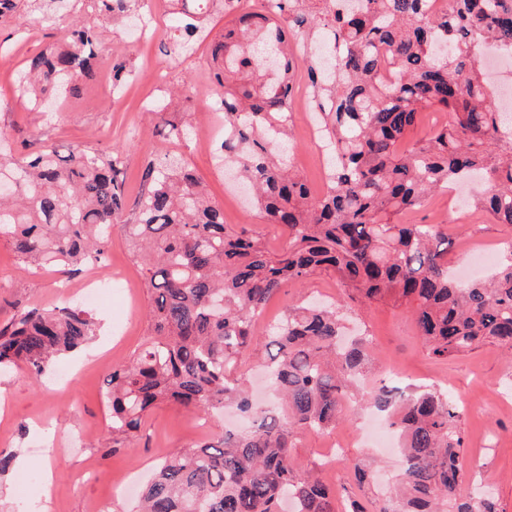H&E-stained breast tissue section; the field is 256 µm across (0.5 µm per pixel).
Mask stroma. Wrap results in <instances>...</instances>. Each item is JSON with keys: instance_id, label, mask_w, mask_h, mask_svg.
<instances>
[{"instance_id": "35a3bbf8", "label": "stroma", "mask_w": 512, "mask_h": 512, "mask_svg": "<svg viewBox=\"0 0 512 512\" xmlns=\"http://www.w3.org/2000/svg\"><path fill=\"white\" fill-rule=\"evenodd\" d=\"M62 25L57 17L37 22L20 39L0 26V41L8 48L0 53V130L9 134L6 149L21 155L50 143L64 149L79 142L91 149L119 150V178L130 204L139 194L140 175L149 161L166 153L179 155L223 207L225 224L247 229L270 250H281L287 243L282 228L264 223L246 206L243 189L225 181L212 151L201 143L209 119L205 107L217 94L206 44L196 45L190 57L172 68L159 42L137 43L123 27H110L106 51L124 55L136 78L116 93L103 72L83 82L77 95L59 99L57 111H29L17 96L18 74L29 59L57 42ZM186 82L198 90L190 102L176 91ZM160 95L166 109L159 117L150 106ZM291 115V160L311 188L321 191L326 156L322 142L311 141L307 133L310 111L304 96H296ZM166 120L190 125L189 135L168 139L162 126ZM415 218L447 231L448 262L455 268L466 265L471 251L500 249L512 241V226L494 223L474 207L458 206L445 191L433 195ZM98 276L120 279L125 290L113 295L110 304L91 307L97 330L81 350L59 358L53 371L38 380L23 368L0 372V395L6 397L0 405V449L18 459L0 476V485L9 489L0 499V512H13L29 502L36 504L37 512H127L129 499L121 492L125 483L144 482L163 454L211 438L218 429L208 415L163 404L148 414L139 439L101 459L99 449L109 437L106 379L149 333L147 286L120 227L112 229L106 267ZM76 284V278L54 269L20 263L7 238L0 237V322L18 307L75 305ZM343 298L336 279L324 274L302 286L286 285L269 302L256 331L265 334L286 307ZM347 316L349 328L361 330L369 341L370 366L377 379L390 384L395 374L404 373L409 386L453 392L465 439L458 496L466 499L480 491L499 512H512V356L487 344L445 362L435 360L421 346L410 314L389 303L355 302ZM368 415V409L349 403L334 431L299 433L295 453L302 468H315L317 476L335 488L337 504L357 499L366 512H381L395 503L400 456L395 448L363 446L360 435ZM360 467L373 472L372 481L359 482ZM48 476L53 479L49 488L44 485Z\"/></svg>"}]
</instances>
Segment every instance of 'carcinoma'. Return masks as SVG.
I'll use <instances>...</instances> for the list:
<instances>
[{
  "mask_svg": "<svg viewBox=\"0 0 512 512\" xmlns=\"http://www.w3.org/2000/svg\"><path fill=\"white\" fill-rule=\"evenodd\" d=\"M175 0L163 52L181 64L214 13L232 25L208 43L224 88V160L247 182L250 205L288 239L274 254L261 239L224 224V210L178 156L150 162L133 222L121 225L149 291L150 332L106 380L112 456L137 437L161 404L220 415L234 405L254 419L246 433L224 432L163 459L139 496L137 512H336V493L302 471L298 433L333 429L358 381L369 373L362 343L340 340L336 305L286 310L266 331L271 404L255 405L240 367L268 300L288 283L333 274L346 297L391 302L412 315L427 353L446 360L494 344L512 352V250L486 281L462 283L448 268V236L432 224H404L437 190L472 176L487 187L476 207L512 225V118L492 94L474 54L494 44L512 53V0ZM144 0H69L66 36L19 73L35 107L48 90L73 95L94 64L112 73V90L136 76L119 55L103 57L102 33L79 14L116 22ZM46 0H0V24L45 15ZM342 51L329 65L315 56L316 34ZM449 51H433L436 42ZM307 73L330 149L320 195L289 156L295 74ZM448 121L407 147L421 113ZM117 155L51 144L27 157H0V236L24 262L68 275L103 266L112 224L125 211ZM95 332L78 307L21 308L0 324V371L23 365L47 373L55 358ZM401 439L398 512H496L488 500L462 501L464 451L454 401L435 387L367 394Z\"/></svg>",
  "mask_w": 512,
  "mask_h": 512,
  "instance_id": "carcinoma-1",
  "label": "carcinoma"
}]
</instances>
